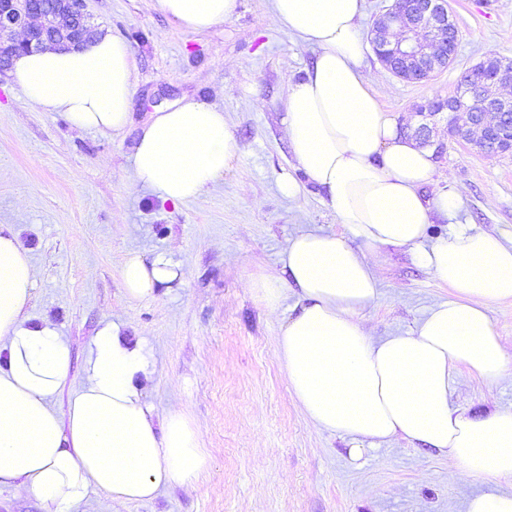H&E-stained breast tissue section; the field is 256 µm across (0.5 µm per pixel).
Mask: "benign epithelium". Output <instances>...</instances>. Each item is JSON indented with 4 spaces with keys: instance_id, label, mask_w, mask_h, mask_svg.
Listing matches in <instances>:
<instances>
[{
    "instance_id": "obj_1",
    "label": "benign epithelium",
    "mask_w": 512,
    "mask_h": 512,
    "mask_svg": "<svg viewBox=\"0 0 512 512\" xmlns=\"http://www.w3.org/2000/svg\"><path fill=\"white\" fill-rule=\"evenodd\" d=\"M86 0H55L40 10L32 0H0V72L20 52L47 43L80 41L95 32L85 11ZM399 27L409 33L390 42L387 32ZM370 42L377 60L409 83L428 81L448 69L455 57L457 29L447 0H395L376 18ZM512 87V64L488 56L459 81L446 98L415 106L421 117L448 113V133L480 151L512 155V97L500 90ZM476 112H465L463 100Z\"/></svg>"
}]
</instances>
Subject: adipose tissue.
Listing matches in <instances>:
<instances>
[{
	"mask_svg": "<svg viewBox=\"0 0 512 512\" xmlns=\"http://www.w3.org/2000/svg\"><path fill=\"white\" fill-rule=\"evenodd\" d=\"M196 31L233 19L239 0H157ZM365 0H272L277 24L315 53L289 82L285 131L297 171L281 184L296 196L310 183L343 224L338 237L305 229L280 254L284 280L249 286L279 312L287 294L301 308L279 329L275 354L291 396L320 430L350 439L349 454L402 438L448 455L457 476L483 480L466 512H512V410L475 415L454 398L460 371L485 382L512 374L488 316L512 300V231L456 224L428 237L434 219H452L461 191L437 178L433 149L405 134L385 112L361 65ZM130 47L105 32L78 47L54 46L13 60L12 82L25 103L63 113L83 131L121 134L134 94ZM239 153L222 109L194 99L154 112L131 153V183L164 203L197 199ZM415 250L454 300L432 306L410 330L372 336L362 318L379 296L375 258L384 247ZM122 287L131 301L180 287L178 263L127 253ZM35 271L29 250L0 224V484L70 512L90 489L113 502L146 501L190 484L205 465L197 427L185 411L156 420L146 392L153 381L139 343L112 323L92 341L86 378L65 413L52 400L71 370V350L49 321L32 323Z\"/></svg>",
	"mask_w": 512,
	"mask_h": 512,
	"instance_id": "1",
	"label": "adipose tissue"
}]
</instances>
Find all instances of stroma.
I'll return each mask as SVG.
<instances>
[{"instance_id":"stroma-1","label":"stroma","mask_w":512,"mask_h":512,"mask_svg":"<svg viewBox=\"0 0 512 512\" xmlns=\"http://www.w3.org/2000/svg\"><path fill=\"white\" fill-rule=\"evenodd\" d=\"M459 29L454 63L432 80L408 83L366 51L362 70L382 108L413 122V106L451 92L489 53L512 60V0H448ZM98 29L133 53L132 123L119 135L73 128L63 113L26 107L19 87L0 76V224L29 249L35 273L31 322L50 321L71 349L69 378L52 406L65 412L85 379L92 339L120 324L138 340L153 371L146 399L158 418L186 409L206 465L193 488L173 485L150 501L117 504L94 490L71 512H466L478 480L448 479L447 456L395 439L360 459L350 443L318 430L288 392L275 356L287 297L278 316L247 286L279 276V255L301 230L342 233L315 188L284 195L293 170L282 131L281 95L314 52L271 16V0H241L237 15L204 31L173 22L156 0H87ZM188 97L213 104L240 151L201 197L177 206L128 186L129 149L157 107ZM440 177L462 190L451 222L480 231L512 230V157L484 156L449 139ZM166 254L185 284L141 302L123 293L128 251ZM380 295L364 318L374 335L410 329L454 292L406 247L379 253ZM455 398L471 413L512 409V375L495 383L461 373Z\"/></svg>"}]
</instances>
